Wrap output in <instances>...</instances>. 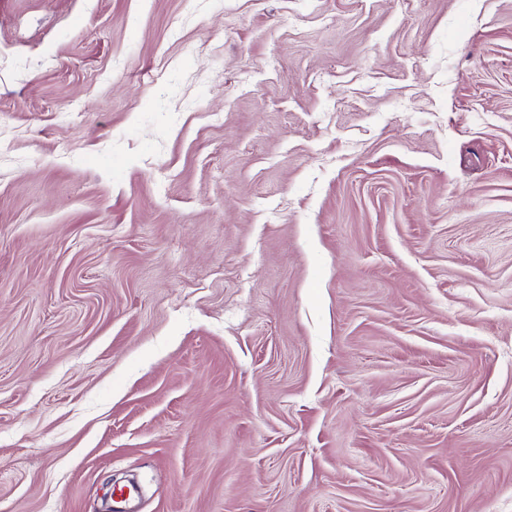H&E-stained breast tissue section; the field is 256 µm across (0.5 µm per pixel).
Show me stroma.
<instances>
[{"instance_id": "obj_1", "label": "stroma", "mask_w": 512, "mask_h": 512, "mask_svg": "<svg viewBox=\"0 0 512 512\" xmlns=\"http://www.w3.org/2000/svg\"><path fill=\"white\" fill-rule=\"evenodd\" d=\"M512 512V0H0V512Z\"/></svg>"}]
</instances>
